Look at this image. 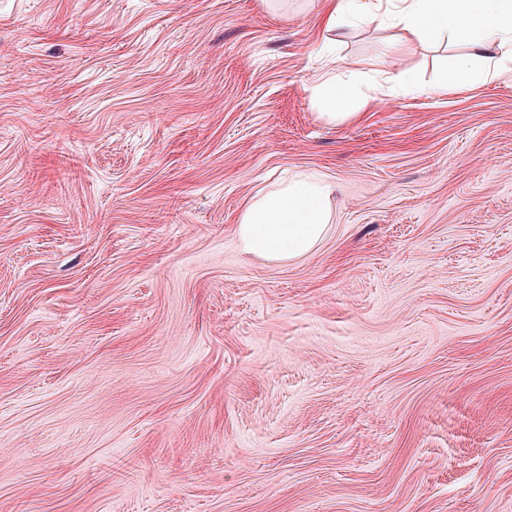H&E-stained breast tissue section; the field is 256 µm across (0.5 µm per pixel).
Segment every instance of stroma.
<instances>
[{
	"mask_svg": "<svg viewBox=\"0 0 512 512\" xmlns=\"http://www.w3.org/2000/svg\"><path fill=\"white\" fill-rule=\"evenodd\" d=\"M324 7L0 0V512H512V74ZM329 54L420 90L331 121ZM335 184L295 174L257 198L235 224L242 252L277 264L302 259L326 237Z\"/></svg>",
	"mask_w": 512,
	"mask_h": 512,
	"instance_id": "stroma-1",
	"label": "stroma"
}]
</instances>
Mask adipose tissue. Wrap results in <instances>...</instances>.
Instances as JSON below:
<instances>
[{
    "label": "adipose tissue",
    "instance_id": "1",
    "mask_svg": "<svg viewBox=\"0 0 512 512\" xmlns=\"http://www.w3.org/2000/svg\"><path fill=\"white\" fill-rule=\"evenodd\" d=\"M390 23L411 36L433 41L449 34L466 42L467 54L456 58L452 82L464 86L512 73V0H333L326 25L343 28L359 17ZM416 84L405 72L386 73L354 90L329 78L314 94L325 116L336 120L338 105L355 112L371 100ZM335 184L309 174L277 183L241 214L234 231L242 252L285 264L312 253L329 229V200Z\"/></svg>",
    "mask_w": 512,
    "mask_h": 512
}]
</instances>
